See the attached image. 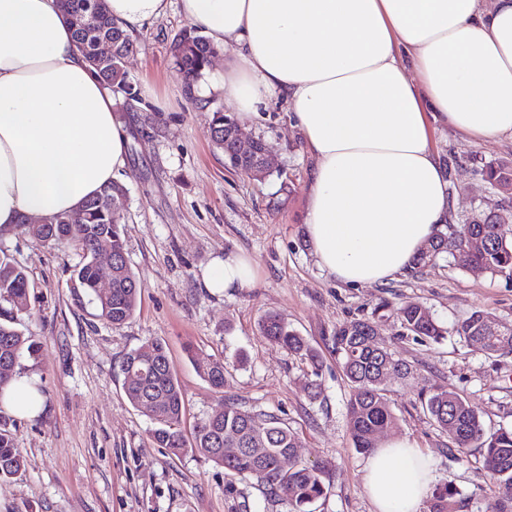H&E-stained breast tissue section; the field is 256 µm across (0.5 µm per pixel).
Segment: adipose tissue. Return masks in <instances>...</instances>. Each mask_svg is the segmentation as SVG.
I'll list each match as a JSON object with an SVG mask.
<instances>
[{
	"instance_id": "adipose-tissue-1",
	"label": "adipose tissue",
	"mask_w": 512,
	"mask_h": 512,
	"mask_svg": "<svg viewBox=\"0 0 512 512\" xmlns=\"http://www.w3.org/2000/svg\"><path fill=\"white\" fill-rule=\"evenodd\" d=\"M140 27L178 4L235 48L211 89L245 117L274 94L314 160L305 225L316 263L351 285L410 270L454 205L431 130L512 140V0H106ZM116 94L79 52L59 0H0V229L73 214L126 166ZM251 259H214L205 288L248 287ZM403 440L369 457L376 512H420L432 482Z\"/></svg>"
}]
</instances>
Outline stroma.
<instances>
[{"mask_svg": "<svg viewBox=\"0 0 512 512\" xmlns=\"http://www.w3.org/2000/svg\"><path fill=\"white\" fill-rule=\"evenodd\" d=\"M187 26L174 6L134 32L126 62L131 92L116 104L129 133L128 162L117 178L127 189V257L142 285L134 317L111 326L75 304L70 277L80 257L73 249L37 242L17 227L0 230V252L29 278L20 328L40 344L15 368L38 387V412H0L26 460L20 477L0 481V512H289L286 501L264 497L255 481L228 482L213 463L153 445L150 418L123 393L122 364L154 339L167 345L187 425L221 398L277 415L300 437L298 458L326 470L327 495L312 512H374L365 488L368 457L351 439L349 386L331 338L347 321L373 318L381 304L409 300L428 307L448 333L438 342L417 341L403 336L392 312L374 318L380 342L412 369L387 383L396 423L382 438L418 448L434 487L458 490L464 512H492L495 487L479 449L451 452L418 394L426 384L457 391L486 426H512V352L487 356L451 333L477 310L512 323V279L462 268L448 256L372 286L332 279L307 240L312 160L288 105L267 98L257 116L240 124L243 139L266 144L271 175L260 179L232 169L209 129L215 111L234 115L237 105L220 94L199 98L181 90L170 46ZM431 139L448 169L455 202L450 220L457 223L489 196L477 168L512 160V142L474 145L440 126ZM238 254L253 262L252 284L222 293L204 288L212 261ZM269 312L317 352V398L303 390L314 370L309 363L260 333ZM196 358L224 359L222 393L198 375Z\"/></svg>", "mask_w": 512, "mask_h": 512, "instance_id": "obj_1", "label": "stroma"}]
</instances>
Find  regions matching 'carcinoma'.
<instances>
[{"mask_svg":"<svg viewBox=\"0 0 512 512\" xmlns=\"http://www.w3.org/2000/svg\"><path fill=\"white\" fill-rule=\"evenodd\" d=\"M68 15L81 13L93 23L75 27V42L86 60L94 58L98 42L109 40L115 58L95 67L101 79L111 88L129 89L120 58L132 49L130 35L115 23L100 0H62ZM179 71L190 81H199L209 66L213 47L195 27L184 30L171 46ZM232 117L223 111L214 112L210 139L216 149L234 163L231 132ZM488 185L492 203L478 210L471 221L448 224V233L427 243L415 265L423 268L438 255L448 252V238L459 237V245L451 256L464 268L479 267L492 275L512 279V242L500 233L493 210L512 204V161L488 162L477 170ZM125 192L118 183L104 186L99 194L87 200L79 211L78 221L67 223L69 215L47 219V224H28L21 220L24 233L44 244L65 243L81 252V262L73 270L70 288L74 300L81 304L91 298L96 302L97 317L112 326L130 320L137 308L141 284L132 271L127 256L123 225L114 222L106 204L109 196ZM480 237L485 247L473 251L468 245L472 237ZM112 249V270L103 271L95 264V255L102 242ZM112 277V292L106 299L97 294V282L103 275ZM0 298L11 309H28L29 280L25 270L7 257L0 258ZM405 336L416 340L438 341L448 332L463 338L476 352L488 356L509 348L512 350V324L497 322L491 330V315L474 311L457 322L452 330L441 327L430 310L417 301H405L394 309ZM374 322L366 318L347 321L332 336L333 349L350 383L347 411L351 418V438L357 451L367 454L379 447L382 429L394 424L395 417L387 399V380L411 373L410 366L395 359L377 337L371 335ZM260 332L273 344L310 362L313 378L304 390L317 396V356L305 339L288 327L276 313L267 314L259 324ZM37 349L36 340L14 326L13 321L0 323V364L15 368L19 359ZM197 373L215 392L224 389V361L209 359L195 363ZM123 392L134 407L149 412L155 424L150 438L174 455L185 452L224 468L231 479L254 478L264 496L288 501L292 512H311L310 505L327 494L324 469L298 460L294 449L299 438L279 418L243 408L235 402L219 399L191 435L183 430L185 402L161 340L131 352L123 368ZM421 408L443 432H448V417H453L455 435L448 437L450 450L465 454L470 448L480 449L483 465L497 489L496 512H512V427L486 428L479 413L459 393L445 388L423 386L419 398ZM25 470L22 451L15 446L9 430L0 427V480L20 476ZM464 507L461 494L450 487L437 490L427 502L425 512H460Z\"/></svg>","mask_w":512,"mask_h":512,"instance_id":"cac0c4a2","label":"carcinoma"}]
</instances>
